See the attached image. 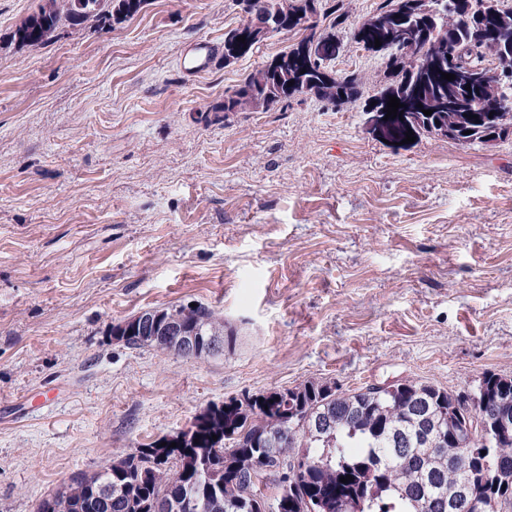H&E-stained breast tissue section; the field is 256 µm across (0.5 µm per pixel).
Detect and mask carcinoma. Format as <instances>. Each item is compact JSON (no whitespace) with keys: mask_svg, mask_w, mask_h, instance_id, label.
Here are the masks:
<instances>
[{"mask_svg":"<svg viewBox=\"0 0 512 512\" xmlns=\"http://www.w3.org/2000/svg\"><path fill=\"white\" fill-rule=\"evenodd\" d=\"M452 2L381 0L354 30L353 41L385 62V82L363 108L385 112L395 96L402 118L393 119V137L411 130L463 147L488 146L512 135L501 123L503 109L512 107V80L500 77L512 70V60L491 67L484 52L490 45L512 47V5L465 0L467 10L459 12ZM146 4L43 0L14 37L23 45H44L65 27L112 26ZM253 9L256 21L280 16L277 33L301 38L224 96V119L266 111L296 95L336 107L362 99L357 75H339L303 51L315 36L335 38L320 23L330 17L332 30L343 27L344 0H254ZM266 39L263 29L250 24L225 32L224 65ZM452 48L458 56L450 61ZM444 73L455 79H443ZM428 109L433 113L426 116ZM155 315L161 324L178 322L204 339H224V319L201 304L162 308ZM112 338L130 348L174 352L172 339L124 336L118 324ZM505 414L512 416V376L492 372L466 397L416 379L378 394L372 386L343 392L306 381L208 405L187 432L163 438L164 446L156 441L137 448L103 471L74 477L68 505L54 494L40 500L36 512H448V498L461 486L469 498L458 512H509L512 420L500 426ZM472 415L482 418V430L467 425ZM275 459L283 466L296 459L300 470L288 479L278 470L261 472ZM266 475L273 477L271 497L259 487ZM346 475L352 480L340 482ZM104 482L112 484L110 501L92 493Z\"/></svg>","mask_w":512,"mask_h":512,"instance_id":"1","label":"carcinoma"}]
</instances>
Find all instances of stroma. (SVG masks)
<instances>
[{"mask_svg":"<svg viewBox=\"0 0 512 512\" xmlns=\"http://www.w3.org/2000/svg\"><path fill=\"white\" fill-rule=\"evenodd\" d=\"M378 3L345 0L330 63L367 97L385 66L351 37ZM38 4L0 0V512L230 398L512 375V140L403 144L382 113L305 95L225 119V93L294 42L187 75L242 0H148L18 45ZM191 304L233 333L222 354L110 335ZM215 45L209 40H198L192 47L191 55L187 60V56L181 59V64L185 72L190 74H198L205 71L215 53Z\"/></svg>","mask_w":512,"mask_h":512,"instance_id":"obj_1","label":"stroma"}]
</instances>
